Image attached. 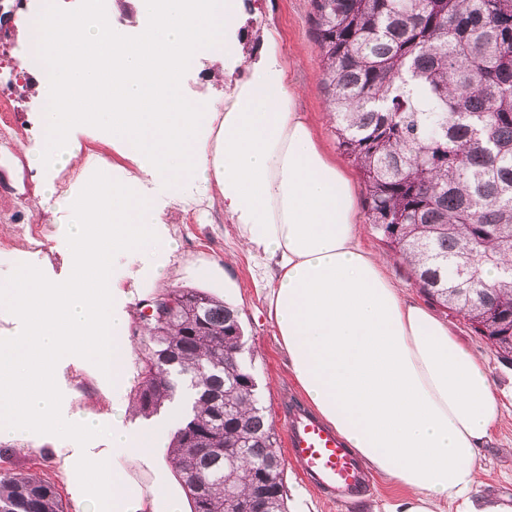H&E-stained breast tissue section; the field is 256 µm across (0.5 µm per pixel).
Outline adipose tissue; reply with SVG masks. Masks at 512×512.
<instances>
[{"label": "adipose tissue", "instance_id": "ef3b65f1", "mask_svg": "<svg viewBox=\"0 0 512 512\" xmlns=\"http://www.w3.org/2000/svg\"><path fill=\"white\" fill-rule=\"evenodd\" d=\"M145 20L114 31L97 0L57 13L46 43L51 76L35 90L46 144L29 166L53 192L78 157L74 126L99 125L129 145L133 170L88 169L57 204L70 222L72 273L57 283L21 269L0 285V309L26 326L0 336V440L49 436L43 454L64 479L74 512H189L166 460L163 431L120 425L134 357L131 318L111 275L134 250L159 279L173 249L144 183L221 209L268 275L267 314L288 371L309 405L373 472L405 488L388 512H512L475 500L478 454L500 415L483 361L447 324L410 302L385 261L358 243L355 188L317 143L287 87L277 34L250 59L228 54L223 99H184L180 76L201 48L237 45L243 0H134ZM92 369L112 384L108 412L75 411L59 370ZM109 435L111 447L93 439Z\"/></svg>", "mask_w": 512, "mask_h": 512}]
</instances>
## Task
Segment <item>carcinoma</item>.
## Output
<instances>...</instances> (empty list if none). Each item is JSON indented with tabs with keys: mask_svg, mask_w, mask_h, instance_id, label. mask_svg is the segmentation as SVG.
<instances>
[{
	"mask_svg": "<svg viewBox=\"0 0 512 512\" xmlns=\"http://www.w3.org/2000/svg\"><path fill=\"white\" fill-rule=\"evenodd\" d=\"M311 2L328 111L369 224L427 301L512 357V0ZM170 296L177 313L140 326L135 407L149 417L188 392L168 455L192 512H234L227 479L256 512H286L275 431L232 354L238 312L196 289ZM0 512L65 508L53 482L18 472L0 476Z\"/></svg>",
	"mask_w": 512,
	"mask_h": 512,
	"instance_id": "1",
	"label": "carcinoma"
}]
</instances>
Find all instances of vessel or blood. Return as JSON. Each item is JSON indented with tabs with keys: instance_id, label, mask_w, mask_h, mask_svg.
Returning a JSON list of instances; mask_svg holds the SVG:
<instances>
[{
	"instance_id": "obj_1",
	"label": "vessel or blood",
	"mask_w": 512,
	"mask_h": 512,
	"mask_svg": "<svg viewBox=\"0 0 512 512\" xmlns=\"http://www.w3.org/2000/svg\"><path fill=\"white\" fill-rule=\"evenodd\" d=\"M284 447L302 480L327 501L348 507L369 492V480L356 456L307 409L297 406L285 412Z\"/></svg>"
}]
</instances>
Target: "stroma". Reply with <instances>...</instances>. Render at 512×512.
Returning <instances> with one entry per match:
<instances>
[{
    "instance_id": "obj_1",
    "label": "stroma",
    "mask_w": 512,
    "mask_h": 512,
    "mask_svg": "<svg viewBox=\"0 0 512 512\" xmlns=\"http://www.w3.org/2000/svg\"><path fill=\"white\" fill-rule=\"evenodd\" d=\"M311 11V0H248L239 21V50L251 54L260 48L259 36L277 32L288 84L297 95L300 111L321 147L357 186L359 173L338 150L327 110L321 50L311 33ZM213 56L211 50H199L195 68L182 73L185 99L223 97L227 85L212 76ZM9 96L13 137L0 141V282L11 281L22 266L39 267L47 279L62 281L71 274L69 242L61 234L68 214L56 210L53 201L44 197L42 179L27 163L28 153L42 145L39 99L28 81L13 85ZM70 138L80 158L93 157L116 169L131 165L125 149L113 147L94 125L72 128ZM144 191L159 195L176 243L164 276L154 283L156 292L195 288L238 310L243 328L241 359L256 379L266 418L275 428H282V401L301 399L302 393L288 373L287 357L266 315L262 266L236 237L223 211L203 201H184L150 183ZM439 316L463 346L483 359L501 402L492 441L479 453L481 475L474 492L490 499H512V361L501 358L461 317L444 310ZM61 384L74 395L76 408L102 412L111 405L106 397L108 383L90 371L66 368ZM12 472L36 474L55 483L60 480L54 466L38 452L0 449V474Z\"/></svg>"
}]
</instances>
